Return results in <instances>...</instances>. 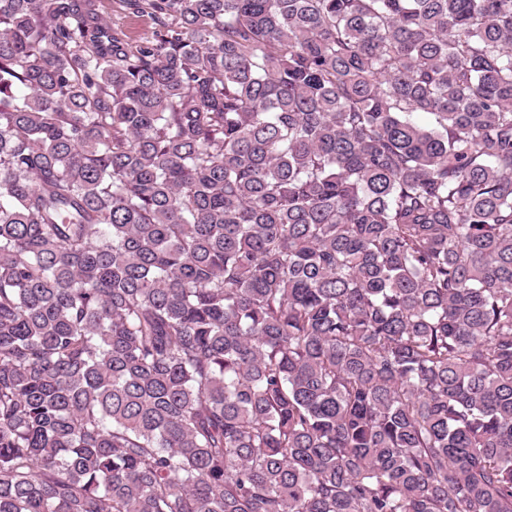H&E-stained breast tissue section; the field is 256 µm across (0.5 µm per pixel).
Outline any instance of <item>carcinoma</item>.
Listing matches in <instances>:
<instances>
[{"label":"carcinoma","mask_w":512,"mask_h":512,"mask_svg":"<svg viewBox=\"0 0 512 512\" xmlns=\"http://www.w3.org/2000/svg\"><path fill=\"white\" fill-rule=\"evenodd\" d=\"M122 3L0 0V512H512V0ZM104 1L107 15L112 21V25L122 28L133 43L151 32L154 25L149 17H136L125 14L121 10L118 0Z\"/></svg>","instance_id":"obj_1"}]
</instances>
